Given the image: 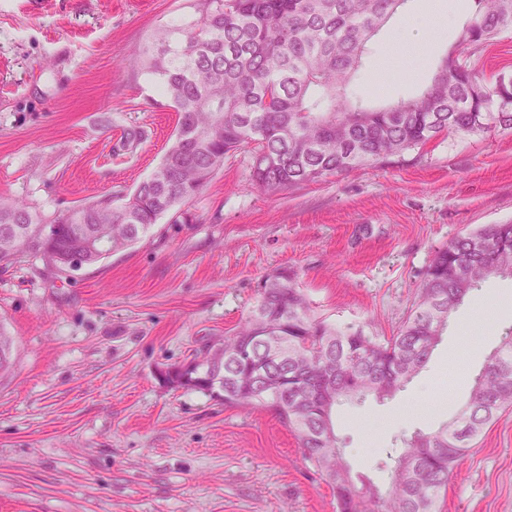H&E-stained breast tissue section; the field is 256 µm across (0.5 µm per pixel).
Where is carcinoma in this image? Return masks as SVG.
Segmentation results:
<instances>
[{
    "mask_svg": "<svg viewBox=\"0 0 512 512\" xmlns=\"http://www.w3.org/2000/svg\"><path fill=\"white\" fill-rule=\"evenodd\" d=\"M406 0H199L190 22L163 29L146 51L178 120L161 164L132 193L46 217L0 200V263L40 253L85 224L102 232L93 263L145 237L158 218L196 198L224 158L250 154L253 184L268 192L367 165L445 133L512 129V72L479 76L472 57L512 32V0H474L456 47L420 94L375 107L349 93L368 43ZM492 276L512 279V224H489L439 249L418 302L396 334L337 329L316 317L286 272L266 278L248 320L224 337L222 359H191L224 404L270 409L332 485L338 512H436L441 490L498 413L512 406V327L474 378L459 412L403 439L387 495L357 484L336 433V405L403 390L427 365L448 321Z\"/></svg>",
    "mask_w": 512,
    "mask_h": 512,
    "instance_id": "cac0c4a2",
    "label": "carcinoma"
}]
</instances>
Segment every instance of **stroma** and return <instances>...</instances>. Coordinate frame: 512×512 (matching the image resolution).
I'll return each mask as SVG.
<instances>
[{"instance_id": "35a3bbf8", "label": "stroma", "mask_w": 512, "mask_h": 512, "mask_svg": "<svg viewBox=\"0 0 512 512\" xmlns=\"http://www.w3.org/2000/svg\"><path fill=\"white\" fill-rule=\"evenodd\" d=\"M474 0H407L354 80L379 104L420 92ZM196 0H0V199L50 216L130 193L177 122L136 61ZM140 138L117 146L128 132ZM133 246L60 271L39 254L0 265V512H336L334 493L269 411L163 386L160 370L245 322L287 271L316 316L389 336L455 237L512 224V130L453 133L314 182L259 192L247 153ZM512 326V279L462 304L425 369L394 398L340 406L353 475L389 486L402 435L463 406ZM439 512H512V408L486 426Z\"/></svg>"}]
</instances>
